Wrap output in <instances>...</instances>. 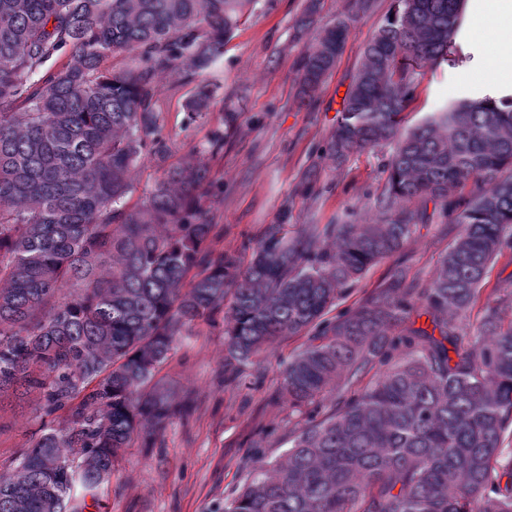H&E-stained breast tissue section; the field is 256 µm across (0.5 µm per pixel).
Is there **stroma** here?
I'll return each mask as SVG.
<instances>
[{"mask_svg": "<svg viewBox=\"0 0 512 512\" xmlns=\"http://www.w3.org/2000/svg\"><path fill=\"white\" fill-rule=\"evenodd\" d=\"M392 0H375L365 15L350 23L344 51L310 105L296 97L297 60L315 42L318 28L347 11L349 0H324L315 26L299 30L307 0H252L224 41L214 66L183 77L155 72L153 104L161 117L168 158H147L130 174L125 208L147 203L165 165L200 156L214 174L208 201L216 226L212 247L247 265L267 227L286 225L289 234L309 225L372 224L381 211L377 200L386 186L391 146L351 154L336 163L327 150L366 43L382 25ZM463 52L476 61L463 66L424 69L416 99L405 113L413 126L452 96L485 89H512V80L484 67L485 47L473 37L459 38ZM212 89L209 108L193 112L187 104L197 87ZM234 113L225 127V113ZM226 132L224 149L208 154L214 132ZM458 235L453 224L433 217L418 225L405 248L371 267L352 284L331 316L362 303L384 287L398 264L409 268L416 289L428 286L441 257ZM500 309L512 319V249L491 263L474 307L461 322L462 332L477 335L485 310ZM306 335L282 337L266 347L236 381L224 379V335L204 323L184 330L159 373L160 386L185 408L153 447L133 437L117 455L112 479L101 501L87 500L84 512H210L234 495L252 469L254 451L264 460H283L294 426L305 423L293 412L281 389V362L300 350ZM35 396L0 400V473L12 471L20 453L40 434Z\"/></svg>", "mask_w": 512, "mask_h": 512, "instance_id": "stroma-1", "label": "stroma"}]
</instances>
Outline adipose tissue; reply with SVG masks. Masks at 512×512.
I'll return each mask as SVG.
<instances>
[{"label": "adipose tissue", "mask_w": 512, "mask_h": 512, "mask_svg": "<svg viewBox=\"0 0 512 512\" xmlns=\"http://www.w3.org/2000/svg\"><path fill=\"white\" fill-rule=\"evenodd\" d=\"M470 28H478L483 20H491L496 43L488 50L485 67L494 72L512 73V0H469Z\"/></svg>", "instance_id": "obj_1"}]
</instances>
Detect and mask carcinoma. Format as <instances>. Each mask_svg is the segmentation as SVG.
<instances>
[{"label": "carcinoma", "mask_w": 512, "mask_h": 512, "mask_svg": "<svg viewBox=\"0 0 512 512\" xmlns=\"http://www.w3.org/2000/svg\"><path fill=\"white\" fill-rule=\"evenodd\" d=\"M251 0H0V395H35L42 429L0 475V512H83L118 450L151 442L174 408L148 390L175 341L228 309V379L278 337L313 327L283 363L298 412L332 384L378 377L320 421L292 430L286 459L262 461L213 512H512V321L468 312L495 256L512 248V93L452 100L402 126L427 66L469 62L464 0H394L366 45L331 133L341 161L392 144L378 224H327L289 238L271 225L248 266L213 256L209 169L164 173L127 210L132 167L164 159L152 77L214 64ZM348 17L323 28L297 67L311 101L341 56ZM67 66L41 74L59 51ZM145 62L102 69L112 53ZM467 196L458 190L467 183ZM459 227L422 314L397 269L357 310L323 319L345 286L430 220Z\"/></svg>", "instance_id": "carcinoma-1"}]
</instances>
